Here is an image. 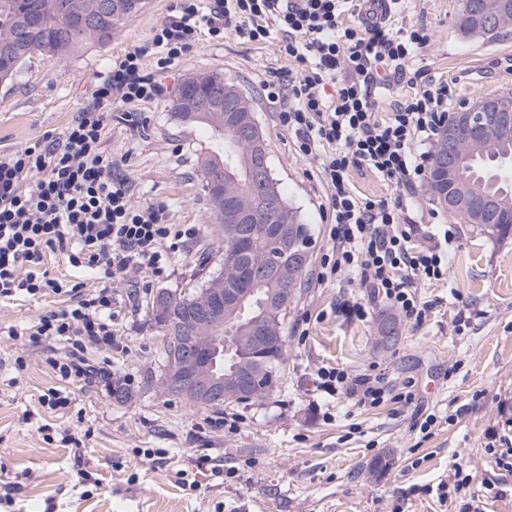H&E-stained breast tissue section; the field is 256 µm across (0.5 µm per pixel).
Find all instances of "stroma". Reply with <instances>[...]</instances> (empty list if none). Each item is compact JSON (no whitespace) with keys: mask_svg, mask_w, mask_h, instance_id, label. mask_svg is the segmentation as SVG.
<instances>
[{"mask_svg":"<svg viewBox=\"0 0 512 512\" xmlns=\"http://www.w3.org/2000/svg\"><path fill=\"white\" fill-rule=\"evenodd\" d=\"M174 6L175 0H142L106 46L88 44L57 62L34 55L13 82L0 83V151L58 136L113 60L148 42ZM459 6L460 0H405L391 17L395 30L428 29L431 39L409 69L452 85V111L512 91V33L464 37ZM298 70L276 41L255 43L229 30L220 41L202 37L159 73L166 92L139 105L142 124L113 109L102 147L134 201L165 203L171 223L198 225L199 233L173 275L150 282L138 303L116 289L124 345L109 354L112 378L66 383L69 408L54 412L39 402L59 384L48 360L65 356L67 343L26 345L27 371L19 375L10 366L18 345L10 329L36 320L49 302H0V499L10 500L0 512H460L464 496L444 500L438 489L458 463L472 475L482 512H512V468L503 462L512 448V236L492 239L460 225L447 280L416 285L431 312L420 324L400 320L402 337L390 349L375 348L371 339L374 316L389 304L350 276L319 287L308 281L285 320L284 376L268 398L199 408L156 382L162 335L149 302L157 291L191 288L206 249L218 241L201 176L213 144L196 126L177 121L169 103L182 81L206 71L222 72L252 96L273 174L310 225L315 257L323 243L316 163L295 153L293 135L277 125L260 89L270 75ZM348 300L364 302L368 319L342 316ZM462 313L469 323L459 331ZM301 323L303 337L296 332ZM321 365L353 374L372 366L395 384L413 379L415 398L375 408L330 401L313 383ZM117 384L127 388V400L113 395ZM80 414L90 437L77 446L62 443ZM429 415L435 424L425 436L419 425ZM224 417L235 419V430L224 429ZM147 449L155 458L144 457ZM203 454L228 475L198 476L192 489L175 483L172 468L193 469ZM378 458L382 467L371 469Z\"/></svg>","mask_w":512,"mask_h":512,"instance_id":"1","label":"stroma"}]
</instances>
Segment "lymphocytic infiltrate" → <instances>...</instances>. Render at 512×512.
I'll return each mask as SVG.
<instances>
[{"label":"lymphocytic infiltrate","mask_w":512,"mask_h":512,"mask_svg":"<svg viewBox=\"0 0 512 512\" xmlns=\"http://www.w3.org/2000/svg\"><path fill=\"white\" fill-rule=\"evenodd\" d=\"M401 4L389 0L380 18L346 26L345 0H217L206 12L195 0H178L174 16L153 29L148 45L131 46L113 61L58 137L0 151V301L64 298V305L21 330L32 344L68 342L66 356L50 361L59 381L110 378L87 353L109 351L117 339L121 311L114 286L143 272L154 280L169 277L198 234L197 225L170 223L165 205L134 202L131 186L102 149V134L113 108L163 96V84L145 73L144 58L153 56L157 70L168 69L204 31L215 38L232 29L251 42L277 40L280 52L301 66L296 75L263 81L262 91L279 126L294 134L296 153L316 161L325 190L315 283L351 274L406 319H426L431 307L419 301L413 283L446 278L455 231L439 235L418 223L414 190L427 178L430 146L448 119L449 86L423 79L413 97L391 100L388 120L378 119L381 90L430 40L422 27L390 29ZM357 164L393 184L395 196H357L347 178ZM55 254L69 276L48 269ZM316 376L321 392L361 406L415 397L414 381L395 389L370 369L352 375L323 366Z\"/></svg>","instance_id":"lymphocytic-infiltrate-1"}]
</instances>
